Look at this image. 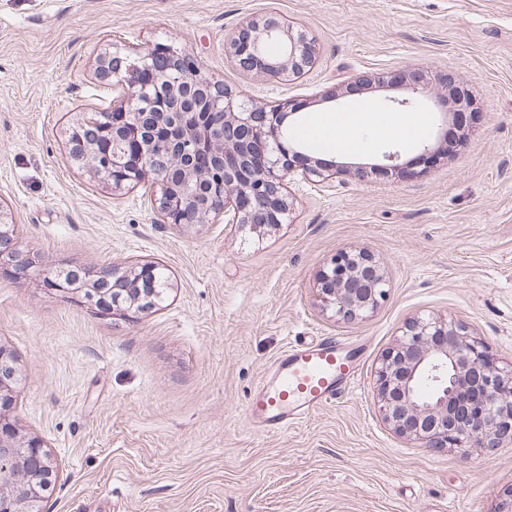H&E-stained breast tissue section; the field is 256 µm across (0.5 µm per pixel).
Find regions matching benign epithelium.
Listing matches in <instances>:
<instances>
[{
    "label": "benign epithelium",
    "mask_w": 512,
    "mask_h": 512,
    "mask_svg": "<svg viewBox=\"0 0 512 512\" xmlns=\"http://www.w3.org/2000/svg\"><path fill=\"white\" fill-rule=\"evenodd\" d=\"M225 52L242 72L265 81L299 78L317 60L315 45L275 17L241 24L225 43ZM122 65L123 58L112 56V89L125 99L112 110V153L101 156L83 141L71 147L92 178L114 189L151 183L159 192L155 204L166 223L206 224L222 216L226 224L260 232L285 223L291 210L288 177L296 172L293 159L301 154L283 138L286 119L296 114L293 105L241 99L222 82L202 76L192 54L171 47L145 51L128 78L121 74ZM145 69L157 70L149 83L140 80ZM360 83L404 85L435 105L448 103L451 90L467 94L457 75L446 73L434 80L421 69L362 75L347 83V91ZM200 99L217 121L205 128L183 126L180 113ZM160 124L170 129L164 140L154 135ZM129 127L142 133L140 162L134 169L119 144ZM203 138L224 172L218 194L202 191L211 173L193 164ZM371 168L405 175L398 156H383ZM330 171L362 175L360 169L330 167L315 157L301 167L309 178L323 179ZM36 267L52 270L39 256L18 247L13 225L0 208V276L19 277ZM387 287L385 270L365 248L338 253L317 275L322 304L343 319L373 311ZM60 289L88 295L85 306L126 319L154 308L157 294L152 265L140 270L112 264L90 268L85 279H69ZM18 375L14 352L0 345V512H33L56 477L41 440L21 434L12 419ZM375 384L384 421L421 446L464 455L471 448L491 450L512 442V364L500 363L459 320L429 316L408 323L382 357Z\"/></svg>",
    "instance_id": "7a95c632"
}]
</instances>
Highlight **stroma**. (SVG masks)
Segmentation results:
<instances>
[{
    "label": "stroma",
    "instance_id": "stroma-1",
    "mask_svg": "<svg viewBox=\"0 0 512 512\" xmlns=\"http://www.w3.org/2000/svg\"><path fill=\"white\" fill-rule=\"evenodd\" d=\"M274 12L318 60L300 79L253 81L224 51ZM187 50L243 99L302 104L300 119L382 104L405 88L337 101L361 75L423 68L468 84L473 123L454 143L427 108L415 177L294 175L287 223L258 233L215 220L166 224L149 185L93 182L67 126L108 112L112 54ZM0 208L21 250L51 265L170 269L168 297L127 321L48 288L41 270L0 276V344L22 368L14 417L57 471L40 512H495L512 444L452 450L394 432L375 370L417 317L466 322L512 363V0H0ZM366 248L389 288L367 316L324 309L316 276ZM336 336L365 349L354 389L282 435L245 409L287 343Z\"/></svg>",
    "mask_w": 512,
    "mask_h": 512
}]
</instances>
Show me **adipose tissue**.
I'll list each match as a JSON object with an SVG mask.
<instances>
[{
  "mask_svg": "<svg viewBox=\"0 0 512 512\" xmlns=\"http://www.w3.org/2000/svg\"><path fill=\"white\" fill-rule=\"evenodd\" d=\"M364 128L371 129L379 138L395 136L415 144L424 137L426 119L418 112H380L364 105L346 112L316 114L305 131L324 150L357 153L369 147L359 136Z\"/></svg>",
  "mask_w": 512,
  "mask_h": 512,
  "instance_id": "obj_1",
  "label": "adipose tissue"
}]
</instances>
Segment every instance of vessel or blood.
Instances as JSON below:
<instances>
[{
    "label": "vessel or blood",
    "instance_id": "1",
    "mask_svg": "<svg viewBox=\"0 0 512 512\" xmlns=\"http://www.w3.org/2000/svg\"><path fill=\"white\" fill-rule=\"evenodd\" d=\"M360 352L336 338L289 343L271 362L247 406L249 427L265 435L283 433L354 384Z\"/></svg>",
    "mask_w": 512,
    "mask_h": 512
}]
</instances>
